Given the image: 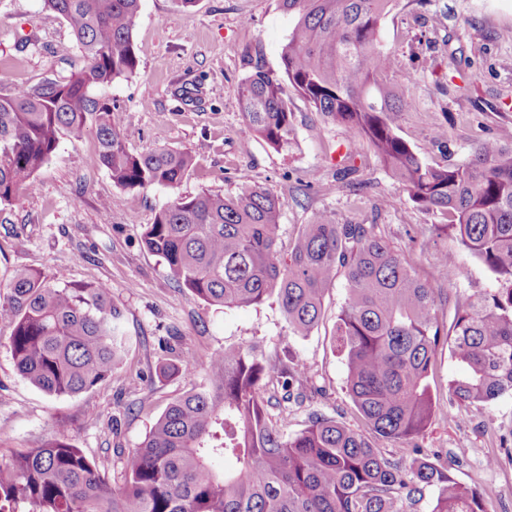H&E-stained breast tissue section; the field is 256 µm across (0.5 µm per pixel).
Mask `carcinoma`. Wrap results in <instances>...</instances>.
<instances>
[{"label": "carcinoma", "mask_w": 512, "mask_h": 512, "mask_svg": "<svg viewBox=\"0 0 512 512\" xmlns=\"http://www.w3.org/2000/svg\"><path fill=\"white\" fill-rule=\"evenodd\" d=\"M295 16L281 51L282 75L261 58L238 88L243 115L275 150L288 148V92L327 120L349 128L356 149L370 147L413 202L451 218L460 243L500 288L457 313L441 335L442 294L372 224H338L317 215L279 249L278 196L240 172L235 194L202 191L161 209L142 234L177 287L211 306H259L273 298L294 336L317 326L338 273L347 294L335 340L346 391L372 433L411 443L440 411L430 377L436 349L450 342L461 376L453 399L489 403L512 394V131L480 141L462 164L432 166L399 135L390 113L409 112L417 74L392 79L396 61L379 42L395 0H280ZM70 27L82 65L63 80L21 85L0 96V207L36 188L60 131H88L98 161L128 191L172 187L194 155L164 147L134 154L116 114L94 91L136 74L132 31L141 0H44ZM123 314L103 283L76 286L17 268L0 284V322L20 374L49 395L73 396L108 377L122 359ZM203 387L174 400L129 453L122 486L73 444L55 439L0 448V512H418L427 489L431 512H487L485 494L455 481L441 462H402L367 436L319 413L286 435L268 417L264 394L303 403L305 364L290 354L269 362L257 345L210 355Z\"/></svg>", "instance_id": "carcinoma-1"}]
</instances>
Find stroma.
<instances>
[{"label":"stroma","instance_id":"stroma-1","mask_svg":"<svg viewBox=\"0 0 512 512\" xmlns=\"http://www.w3.org/2000/svg\"><path fill=\"white\" fill-rule=\"evenodd\" d=\"M292 26L280 0H196L188 8L177 0H141L133 27L137 73L96 95L118 115L131 151L188 150L195 166L178 186H155L130 199L98 163L94 136L75 143L62 134L37 174V190L20 193L0 212V282L26 266L49 277L64 273L72 283L106 284L123 313L125 338L122 362L109 377L87 392L56 397L20 375L10 329L0 323V441L26 448L66 438L112 485H121L129 452L171 402L204 381L200 369L164 376L160 367L179 357L202 362L224 346L252 343L273 362L293 350L309 369L303 404L268 407L284 433L303 429L313 411L367 433L345 391L333 336L346 297L344 276H337L310 335L292 336L275 301L206 306L177 288L142 242L144 226L173 199L204 190L237 193L243 169L281 200V249L325 211L340 224L374 225L419 279L446 293L437 312L441 329H450L458 307L496 291L495 276L444 228L443 216L415 204L372 151L351 153L348 129L324 119L303 97L289 96L288 149L274 150L258 138L238 99L246 60L260 56L280 72ZM71 40L67 23L44 0H0V96L21 83L67 78L79 55L63 57L57 49ZM379 40L401 71L419 75L415 106L394 114L393 127L426 163H463L478 141L512 129V0H394ZM439 126L447 136L431 144ZM445 252L456 263L444 273L437 259ZM373 444L395 459L419 449L430 460H447L457 481L487 492L488 512H512V394L451 407L433 418L417 445L384 438Z\"/></svg>","mask_w":512,"mask_h":512}]
</instances>
